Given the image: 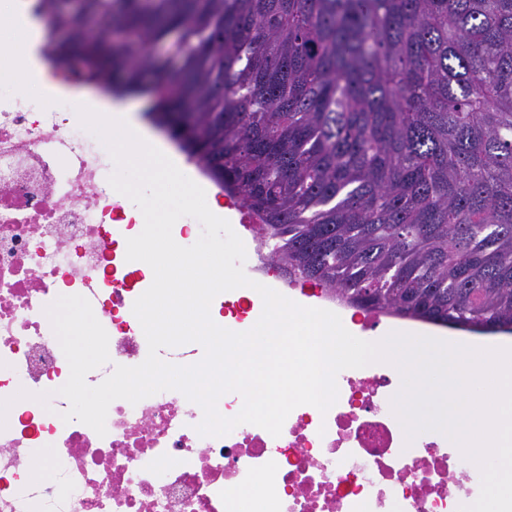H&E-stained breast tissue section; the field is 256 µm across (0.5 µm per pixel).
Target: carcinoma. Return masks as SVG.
Wrapping results in <instances>:
<instances>
[{
	"label": "carcinoma",
	"mask_w": 512,
	"mask_h": 512,
	"mask_svg": "<svg viewBox=\"0 0 512 512\" xmlns=\"http://www.w3.org/2000/svg\"><path fill=\"white\" fill-rule=\"evenodd\" d=\"M36 6L70 33L50 59L148 97L290 274L368 312L512 334V0Z\"/></svg>",
	"instance_id": "carcinoma-1"
}]
</instances>
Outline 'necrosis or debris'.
I'll return each instance as SVG.
<instances>
[{
    "label": "necrosis or debris",
    "mask_w": 512,
    "mask_h": 512,
    "mask_svg": "<svg viewBox=\"0 0 512 512\" xmlns=\"http://www.w3.org/2000/svg\"><path fill=\"white\" fill-rule=\"evenodd\" d=\"M20 74L13 50L0 48V400L12 402L0 429V512H244L247 500L273 512H458L469 503L479 468L442 434L406 442L391 407L399 376L374 365L340 371L328 412L298 406L276 437L253 424L200 435L201 407L172 390L113 401L102 437L64 422L69 403L57 390L70 368L45 309L64 291L89 300L110 355L89 385L141 364L148 347L132 308L145 274L126 258L139 218L107 190L112 158L74 120L73 103L22 95ZM224 205L248 230L246 275L293 296L256 217L233 193ZM217 308L218 325L235 332L255 318L246 287ZM46 391L44 406L34 396ZM42 453L45 479L28 466Z\"/></svg>",
    "instance_id": "obj_1"
}]
</instances>
